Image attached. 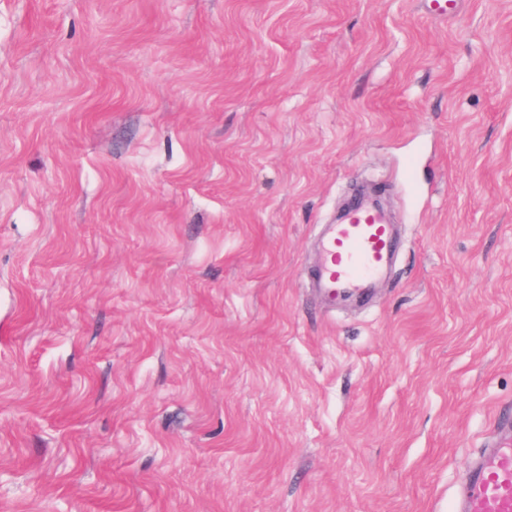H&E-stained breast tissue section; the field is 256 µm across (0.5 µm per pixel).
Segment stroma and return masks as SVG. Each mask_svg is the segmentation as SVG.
<instances>
[{
    "label": "stroma",
    "mask_w": 512,
    "mask_h": 512,
    "mask_svg": "<svg viewBox=\"0 0 512 512\" xmlns=\"http://www.w3.org/2000/svg\"><path fill=\"white\" fill-rule=\"evenodd\" d=\"M503 412L512 0H0V512H449ZM377 206L360 201L317 241L318 277L328 302L362 295L389 267L396 250L394 224Z\"/></svg>",
    "instance_id": "1"
}]
</instances>
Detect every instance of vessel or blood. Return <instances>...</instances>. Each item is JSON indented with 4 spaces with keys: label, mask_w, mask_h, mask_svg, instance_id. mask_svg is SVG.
I'll list each match as a JSON object with an SVG mask.
<instances>
[{
    "label": "vessel or blood",
    "mask_w": 512,
    "mask_h": 512,
    "mask_svg": "<svg viewBox=\"0 0 512 512\" xmlns=\"http://www.w3.org/2000/svg\"><path fill=\"white\" fill-rule=\"evenodd\" d=\"M318 277L330 303L361 295L383 275L396 250L395 227L377 206L348 209L318 240ZM454 512H512V428L474 462Z\"/></svg>",
    "instance_id": "vessel-or-blood-1"
}]
</instances>
